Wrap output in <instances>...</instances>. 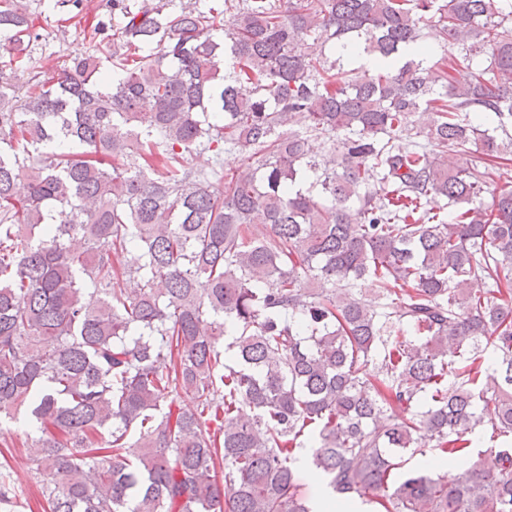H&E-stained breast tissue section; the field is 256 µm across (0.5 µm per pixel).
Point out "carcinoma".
<instances>
[{
  "instance_id": "1",
  "label": "carcinoma",
  "mask_w": 512,
  "mask_h": 512,
  "mask_svg": "<svg viewBox=\"0 0 512 512\" xmlns=\"http://www.w3.org/2000/svg\"><path fill=\"white\" fill-rule=\"evenodd\" d=\"M201 2L112 0L48 82L0 0V418L45 512H313L307 434L344 500L512 512V449L390 484L490 402L512 436V0ZM313 471L320 472L310 463H307L306 465L296 463V479L293 487V492L298 498L303 499L312 505L321 493V487L312 479Z\"/></svg>"
}]
</instances>
